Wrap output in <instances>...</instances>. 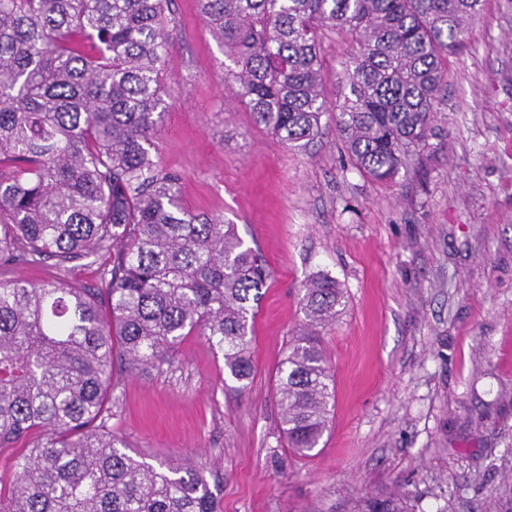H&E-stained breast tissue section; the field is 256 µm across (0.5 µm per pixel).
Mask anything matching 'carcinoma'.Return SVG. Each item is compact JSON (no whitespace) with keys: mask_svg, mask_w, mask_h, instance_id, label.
Returning a JSON list of instances; mask_svg holds the SVG:
<instances>
[{"mask_svg":"<svg viewBox=\"0 0 512 512\" xmlns=\"http://www.w3.org/2000/svg\"><path fill=\"white\" fill-rule=\"evenodd\" d=\"M482 0H199L235 98L291 149L336 125L349 162L391 181L425 145L448 56ZM170 0H0V267L108 254L100 286L0 278V449L38 441L0 482V512H217L204 468L153 464L112 433V383L202 336L243 390L270 271L237 225L193 213L150 146L172 91ZM352 43L324 94L322 36ZM347 303L310 278L276 368L288 452L313 456L335 390L317 329ZM358 512H405L367 498Z\"/></svg>","mask_w":512,"mask_h":512,"instance_id":"obj_1","label":"carcinoma"}]
</instances>
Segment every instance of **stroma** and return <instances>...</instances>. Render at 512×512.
I'll use <instances>...</instances> for the list:
<instances>
[{
  "mask_svg": "<svg viewBox=\"0 0 512 512\" xmlns=\"http://www.w3.org/2000/svg\"><path fill=\"white\" fill-rule=\"evenodd\" d=\"M163 79L174 91L151 153L182 176L195 212L224 216L271 272L256 317L254 375L222 387L203 338L162 370L112 390L113 432L156 464L217 474L219 512H355L396 495L406 512H504L512 487V0H483L448 59L424 147L391 181L343 165L324 124L305 152L255 125L224 80V48L198 0H172ZM350 44L321 45L329 101ZM324 272L347 304L321 333L335 386L316 456L283 446L274 372L298 329L300 290ZM15 276L93 288L98 266Z\"/></svg>",
  "mask_w": 512,
  "mask_h": 512,
  "instance_id": "stroma-1",
  "label": "stroma"
}]
</instances>
